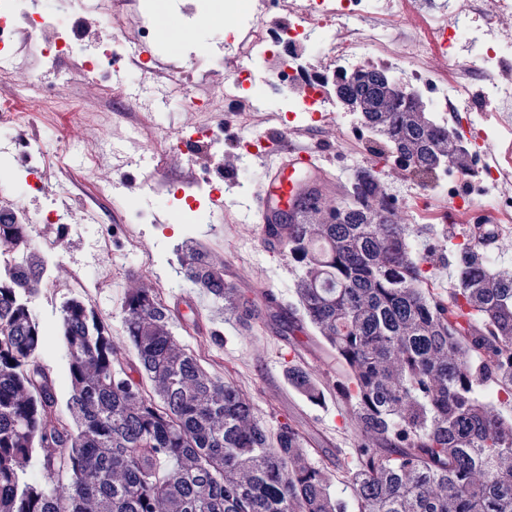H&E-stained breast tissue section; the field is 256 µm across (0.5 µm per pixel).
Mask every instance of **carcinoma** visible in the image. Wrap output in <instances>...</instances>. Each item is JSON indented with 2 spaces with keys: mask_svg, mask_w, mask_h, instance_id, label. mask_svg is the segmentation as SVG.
<instances>
[{
  "mask_svg": "<svg viewBox=\"0 0 512 512\" xmlns=\"http://www.w3.org/2000/svg\"><path fill=\"white\" fill-rule=\"evenodd\" d=\"M385 68L336 77V98L357 104L360 131L381 156L425 179L466 165L448 127L382 79ZM372 166L357 168L329 212L310 207L288 230L285 253L300 269L299 308L278 310L292 346L311 326L336 356L326 383L288 361V383L311 403L332 392L354 426V464L316 466L313 441L292 420L270 433L242 390L209 372L172 332L176 311L157 293L123 300L126 343L77 297L60 309L71 392L59 410L54 375L41 364L44 330L31 303L45 261L29 225L0 211V512H350L333 495L350 488L355 512H512V419L477 395L485 381L512 403V270L480 244L499 225L478 224L457 245L455 286L432 291L427 253ZM186 278L249 328L258 316L224 283L206 253L181 257ZM50 480L31 481L33 458Z\"/></svg>",
  "mask_w": 512,
  "mask_h": 512,
  "instance_id": "obj_1",
  "label": "carcinoma"
}]
</instances>
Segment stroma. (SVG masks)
Wrapping results in <instances>:
<instances>
[{"label":"stroma","instance_id":"1","mask_svg":"<svg viewBox=\"0 0 512 512\" xmlns=\"http://www.w3.org/2000/svg\"><path fill=\"white\" fill-rule=\"evenodd\" d=\"M195 5L196 0H140L133 16L132 39H139L145 28L151 36H159L163 14ZM67 21L81 26L77 42L82 56H98L101 45L112 36L106 22L90 12L84 0H72ZM11 51L14 70L6 87L18 105L34 104L44 86L49 85L62 98L79 92L100 106H107L103 90L115 81L111 69H103L93 81L84 78L70 61L48 65L38 37L13 38ZM224 53L223 40L201 38L180 53H164L163 58L167 71L178 75L188 91L218 92L228 78L220 63ZM325 92L333 101L329 111L331 125L322 130L317 142L340 176L345 177L356 167L372 164L381 144L370 136L357 135L358 115L335 103L334 83H326ZM157 116L159 122L146 139L134 133L129 114L122 112L112 113L110 121L103 125L89 122L66 127L61 121L48 120L29 130L28 139L45 151L59 173L58 179L33 196L21 195L17 190L27 175L25 159L17 148V135L0 137V152L7 154L0 162L7 172V181L0 186V209L18 211L29 221L35 248L46 262L47 286L34 298L32 309L46 331L39 359L56 377L59 401L67 402L70 396L65 349L57 336L60 307L68 294L59 285L81 271L89 285L78 289V296L111 324L112 334L120 343L125 340L122 301L129 290L152 289L167 303L184 294L193 295L197 309L180 306L181 318L173 326L180 342L194 350L211 373L239 385L251 399L256 418L269 428L291 419L309 432L319 445L318 451L309 456L311 463L325 464L322 451L326 448L336 451L340 458H349L353 441L349 428L343 425L345 405L331 393L323 404H312L289 386L285 377L289 345L276 326L263 319L252 328H242L227 319L223 307L199 293L181 272L179 253L199 246L218 268L241 266L257 283L280 291L285 303L297 302L298 269L286 255L261 249L258 227L246 219L242 208L259 180L235 143L243 136V128L236 122L225 126L221 152L215 155L203 149L197 155L199 164L238 173V183L232 188L235 203L224 211L211 207L209 191L197 185L185 151L175 148L179 140L187 138L191 126L213 123V116L181 112L171 105L158 110ZM91 142L100 143L101 148L90 162L82 148ZM118 157L129 160L128 171L136 182L135 189L123 195L111 190L117 178L114 160ZM76 172L82 175L77 189L70 184ZM403 185L408 193L402 196V203L420 214L414 226L413 245L422 246L435 233L447 239V250L429 258L435 289L447 292L453 286L451 247L457 238L443 222L444 203L434 196L431 183L412 174H404ZM190 197L199 201L201 209L209 211V220L200 223L194 219L186 203ZM50 209L62 215L68 226L66 232L44 223L43 217ZM114 217L120 220L121 227L112 240V285L98 288L94 285V269L101 261L97 240L102 226Z\"/></svg>","mask_w":512,"mask_h":512}]
</instances>
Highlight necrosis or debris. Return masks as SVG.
Masks as SVG:
<instances>
[{
    "instance_id": "4bbe7bcc",
    "label": "necrosis or debris",
    "mask_w": 512,
    "mask_h": 512,
    "mask_svg": "<svg viewBox=\"0 0 512 512\" xmlns=\"http://www.w3.org/2000/svg\"><path fill=\"white\" fill-rule=\"evenodd\" d=\"M134 0H99L102 17L113 30L103 46L102 57L128 61L131 72L149 71L146 55L128 50L126 28ZM267 0H197L201 11L222 6L225 14L245 17V39L228 44L236 59L229 70L223 92L189 94L179 79H171L174 98L182 109L220 112L227 99L241 88L252 87L257 101L245 127L254 129L271 114L285 111L315 116L324 111L323 75L308 77L307 98L288 88L296 78L287 67L288 53L299 45L322 54L329 73L354 69L384 58L398 72L403 92L417 85L437 88L432 102L438 112H473L475 94L495 101L500 113L502 136H512V0H448L437 16L426 25L415 19L424 10L425 0H274L288 25L272 33L264 20ZM24 25L28 34L46 36L50 45L47 61L66 57L71 46V31L63 16L52 11H36L32 0H0V31ZM463 48L476 57V64L445 63L449 50ZM326 72V73H327ZM483 77L481 92H474L476 77ZM56 112H67L82 122L101 120L98 112H85L67 99H44L36 108L18 110L8 99L0 98V127L13 131L31 127L39 119ZM489 209L498 223L512 222V163L506 158L494 162L484 179Z\"/></svg>"
}]
</instances>
